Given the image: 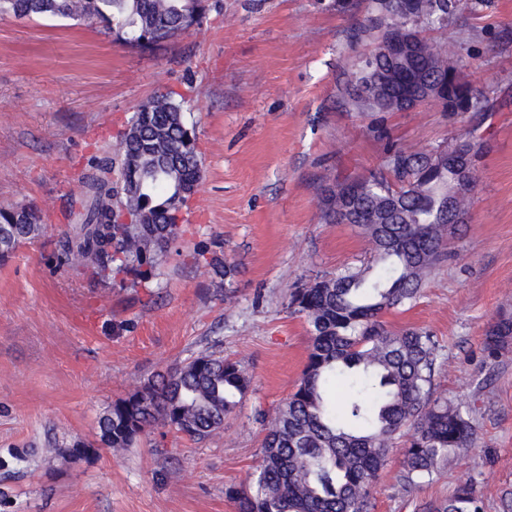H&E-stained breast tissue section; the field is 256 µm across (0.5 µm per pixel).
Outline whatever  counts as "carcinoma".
Returning <instances> with one entry per match:
<instances>
[{"instance_id":"cac0c4a2","label":"carcinoma","mask_w":512,"mask_h":512,"mask_svg":"<svg viewBox=\"0 0 512 512\" xmlns=\"http://www.w3.org/2000/svg\"><path fill=\"white\" fill-rule=\"evenodd\" d=\"M473 0H356L365 24L352 40L378 52L368 104L345 98L358 112H391L397 85L381 81L389 60L376 44L377 24L414 29L423 58L409 68L447 94L443 111L473 117L493 108L466 80L472 65L448 57V44L429 32L471 8ZM205 0H0V16H41L101 24L140 47L165 42L193 26ZM480 125L455 139L450 156L436 150L407 153L396 144L367 174L324 190L321 220L352 224L371 245L366 266L316 277L294 291L293 312L308 324L310 345L300 383L272 420L262 461L246 486L228 490L237 512H369L371 488L404 439L401 479L432 480L451 456L470 451L476 429L471 410L433 398L437 345L430 333L390 329L383 315L410 306L445 257L444 243L468 223L479 179ZM117 156L86 176L88 194L64 214L61 260L116 277L134 271L149 287L178 230V212L202 178L194 125L184 100L160 93L141 102L118 135ZM377 219L364 224L360 211ZM31 208L0 209V260L39 236ZM512 339V314L501 312L485 332L483 351L494 361ZM250 377L240 362L200 353L148 378L140 390L112 402L99 420L100 440L114 451L132 447L163 426L200 441L224 426ZM436 512H484L470 485L457 487Z\"/></svg>"}]
</instances>
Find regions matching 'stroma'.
I'll return each mask as SVG.
<instances>
[{
    "label": "stroma",
    "mask_w": 512,
    "mask_h": 512,
    "mask_svg": "<svg viewBox=\"0 0 512 512\" xmlns=\"http://www.w3.org/2000/svg\"><path fill=\"white\" fill-rule=\"evenodd\" d=\"M363 19L340 0H219L188 32L142 49L96 25L0 17V208H33L42 226L0 261V512H237L226 491L258 466L307 359L293 288L370 256L356 227L320 221L323 186L383 157L372 115L341 99ZM461 20L479 63L465 76L495 103L471 219L420 298L385 320L433 335V396L470 407L477 438L417 486L402 482L393 449L371 512H433L463 484L485 512H512V350L483 352L488 325L512 312V0H479ZM170 91L186 100L203 179L152 287L62 267L61 213L85 195L90 160L114 156L138 104ZM381 118L409 152L471 126L433 105ZM203 250L231 274L198 265ZM211 351L251 377L223 429L101 444L113 400Z\"/></svg>",
    "instance_id": "1"
}]
</instances>
